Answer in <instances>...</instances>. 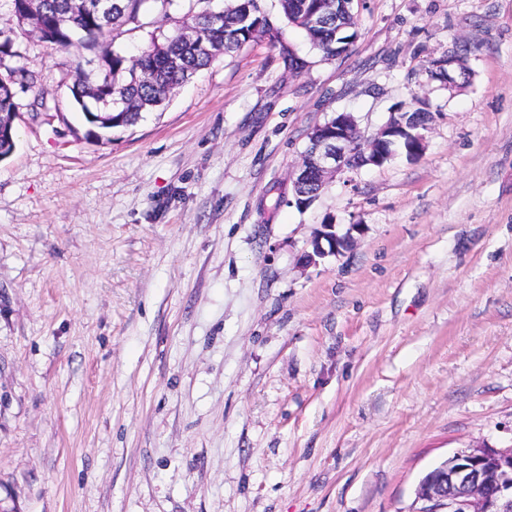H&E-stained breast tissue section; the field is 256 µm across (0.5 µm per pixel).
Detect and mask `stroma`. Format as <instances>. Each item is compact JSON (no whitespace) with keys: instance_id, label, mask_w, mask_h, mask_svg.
<instances>
[{"instance_id":"35a3bbf8","label":"stroma","mask_w":512,"mask_h":512,"mask_svg":"<svg viewBox=\"0 0 512 512\" xmlns=\"http://www.w3.org/2000/svg\"><path fill=\"white\" fill-rule=\"evenodd\" d=\"M261 4L271 31L103 143L70 53L0 23L37 77L0 161L8 512H410L456 450L512 445V0H353L335 58ZM190 6L152 0L114 49ZM417 94L418 157L297 208L315 126L370 136ZM325 223L351 243L305 265Z\"/></svg>"}]
</instances>
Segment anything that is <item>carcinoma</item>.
<instances>
[{
    "mask_svg": "<svg viewBox=\"0 0 512 512\" xmlns=\"http://www.w3.org/2000/svg\"><path fill=\"white\" fill-rule=\"evenodd\" d=\"M15 9L16 29L25 36L58 49L101 48L99 74L84 70L77 62L74 73L84 78L83 99H74L84 115L112 111V127L136 125L143 114L162 107L169 95L197 71L218 56L236 52L267 26L260 0H231L222 12L200 8L192 25L177 29L136 57L128 58L106 45L114 32L137 18L152 0H113L112 20L102 24L96 16L82 11L75 0H10ZM317 6L322 0H279L285 20L301 29L311 46L324 56L336 57V49L351 45L349 30H337L336 12L326 11L321 26L311 29L297 22L296 10L302 3ZM12 84L0 77V113L13 107Z\"/></svg>",
    "mask_w": 512,
    "mask_h": 512,
    "instance_id": "obj_1",
    "label": "carcinoma"
}]
</instances>
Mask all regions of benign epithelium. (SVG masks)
I'll return each mask as SVG.
<instances>
[{"mask_svg": "<svg viewBox=\"0 0 512 512\" xmlns=\"http://www.w3.org/2000/svg\"><path fill=\"white\" fill-rule=\"evenodd\" d=\"M406 127L395 115L374 135L361 134L351 112H338L309 134V145L296 169L295 201L312 204L302 192L312 173L322 183L347 171V161L357 153L364 164L381 166L399 149ZM335 225L325 224L304 252L308 265L329 252L339 253L348 240L334 234ZM412 512H512V448L484 445L462 448L441 461L420 481Z\"/></svg>", "mask_w": 512, "mask_h": 512, "instance_id": "benign-epithelium-1", "label": "benign epithelium"}]
</instances>
